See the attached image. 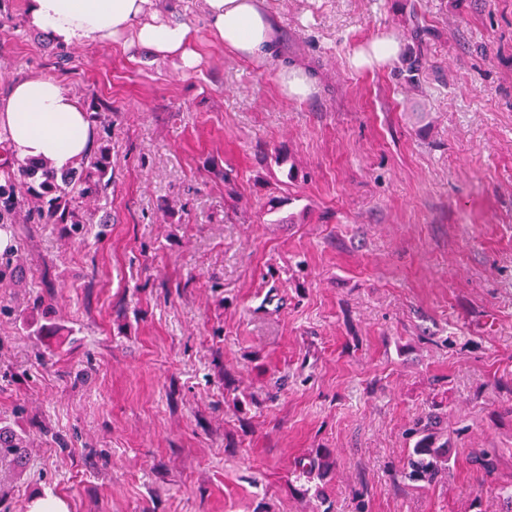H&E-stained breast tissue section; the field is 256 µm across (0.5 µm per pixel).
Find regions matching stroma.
<instances>
[{
  "label": "stroma",
  "mask_w": 512,
  "mask_h": 512,
  "mask_svg": "<svg viewBox=\"0 0 512 512\" xmlns=\"http://www.w3.org/2000/svg\"><path fill=\"white\" fill-rule=\"evenodd\" d=\"M162 8L195 31L192 74L120 41L59 49L25 0H0V97L44 75L112 112L111 224L80 244L12 231L29 285L0 287L22 301L0 317V414L33 440L26 472L0 474L12 512L41 495L69 512H474L512 483V0H269L263 61L213 41L203 0ZM386 33L396 59L353 70ZM282 62L311 67L307 99L280 92ZM286 196L293 223H263ZM432 410L448 473L393 480ZM324 449L303 493L296 466Z\"/></svg>",
  "instance_id": "1"
}]
</instances>
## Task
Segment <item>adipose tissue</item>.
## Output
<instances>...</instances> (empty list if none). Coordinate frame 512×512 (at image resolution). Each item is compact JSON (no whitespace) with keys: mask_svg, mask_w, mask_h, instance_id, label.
Returning <instances> with one entry per match:
<instances>
[{"mask_svg":"<svg viewBox=\"0 0 512 512\" xmlns=\"http://www.w3.org/2000/svg\"><path fill=\"white\" fill-rule=\"evenodd\" d=\"M160 0H28L31 26L56 45L106 46L129 41L197 69L195 33L166 17ZM265 0H204L208 28L225 49L242 59H262L276 44ZM0 136L20 158L60 171L90 152L95 130L79 99L56 78L35 76L13 84L0 100Z\"/></svg>","mask_w":512,"mask_h":512,"instance_id":"1","label":"adipose tissue"}]
</instances>
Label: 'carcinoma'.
<instances>
[{
    "instance_id": "1",
    "label": "carcinoma",
    "mask_w": 512,
    "mask_h": 512,
    "mask_svg": "<svg viewBox=\"0 0 512 512\" xmlns=\"http://www.w3.org/2000/svg\"><path fill=\"white\" fill-rule=\"evenodd\" d=\"M97 118L105 136L65 171L56 172L13 155L0 160V229L8 231L15 224H61L73 240L84 239L95 216L107 208L112 185V118L100 113ZM21 265V249L0 254V282L22 285ZM436 424L437 416L431 414L427 422L419 419L407 429L414 443L400 474L411 483L430 485L448 473L450 439L437 431ZM31 448L33 442L17 427L16 417L0 416V470L8 466L23 471ZM472 462L488 475L496 467L495 455L485 449L476 452ZM327 467L324 454L299 463L300 472L308 477L323 474Z\"/></svg>"
}]
</instances>
